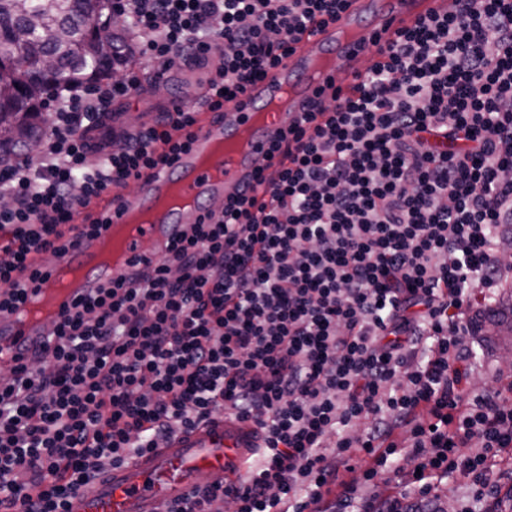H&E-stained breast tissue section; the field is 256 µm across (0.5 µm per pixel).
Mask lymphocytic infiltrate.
Listing matches in <instances>:
<instances>
[{"label": "lymphocytic infiltrate", "mask_w": 512, "mask_h": 512, "mask_svg": "<svg viewBox=\"0 0 512 512\" xmlns=\"http://www.w3.org/2000/svg\"><path fill=\"white\" fill-rule=\"evenodd\" d=\"M348 0H113L120 75L56 89L40 151L0 167V315L75 234L80 208L186 150L198 105H223ZM203 68L195 102L95 139L152 69ZM263 192L185 225L154 265L102 283L47 330L49 349L0 370V512H66L71 488L216 414L259 424L239 486L196 488L169 512H330L394 459L406 486L459 472L477 499L512 455V406L469 388L466 317L512 269V0H456L374 61L354 92L309 113Z\"/></svg>", "instance_id": "f902f5d3"}]
</instances>
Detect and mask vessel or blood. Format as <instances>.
Listing matches in <instances>:
<instances>
[{
    "label": "vessel or blood",
    "instance_id": "obj_1",
    "mask_svg": "<svg viewBox=\"0 0 512 512\" xmlns=\"http://www.w3.org/2000/svg\"><path fill=\"white\" fill-rule=\"evenodd\" d=\"M454 7L455 0H349L336 21L311 28L272 72L225 101L221 114L200 106L188 151L178 154L169 165L142 175L134 191L118 190L117 200L94 201L88 210L111 214L113 223L118 224L129 213L149 208L180 181L195 197V208L163 212L153 223L141 226L127 242L126 260L119 268L97 263V238H80L67 261L86 268L87 275L69 293V300L126 274L133 266L155 262L183 225L196 223L207 210L221 208L245 185L273 179L281 161L268 159L267 153L282 134L314 107L330 105L333 96L351 94L367 69L368 57L387 50L402 31ZM245 128L250 131L249 139L225 161L223 178H213L199 168V157L212 143L234 138ZM46 329L40 322L21 321L15 312L0 316V362L26 363L30 348L45 345ZM260 444L261 430L254 422L226 414L213 416L75 488L68 495V510L164 512L167 505L195 487L243 483Z\"/></svg>",
    "mask_w": 512,
    "mask_h": 512
}]
</instances>
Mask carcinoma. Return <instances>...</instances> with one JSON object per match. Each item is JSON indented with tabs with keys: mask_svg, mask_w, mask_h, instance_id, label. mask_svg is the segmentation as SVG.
Here are the masks:
<instances>
[{
	"mask_svg": "<svg viewBox=\"0 0 512 512\" xmlns=\"http://www.w3.org/2000/svg\"><path fill=\"white\" fill-rule=\"evenodd\" d=\"M106 0H0V92L8 88L20 95L21 103H0V140L14 134L38 136L39 125L30 121L27 102L61 85L86 83L112 75L125 59L120 53L100 58L95 41L100 33L110 34L114 44L122 45L124 32L112 28ZM39 21L23 40L16 29L29 17ZM45 51L61 60L58 71L47 75L39 87L31 84L29 67Z\"/></svg>",
	"mask_w": 512,
	"mask_h": 512,
	"instance_id": "obj_1",
	"label": "carcinoma"
}]
</instances>
